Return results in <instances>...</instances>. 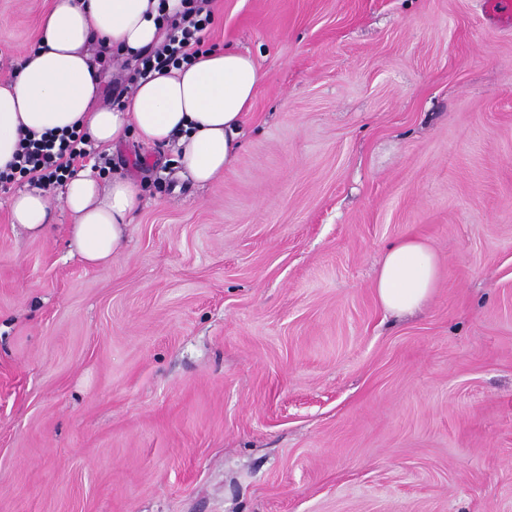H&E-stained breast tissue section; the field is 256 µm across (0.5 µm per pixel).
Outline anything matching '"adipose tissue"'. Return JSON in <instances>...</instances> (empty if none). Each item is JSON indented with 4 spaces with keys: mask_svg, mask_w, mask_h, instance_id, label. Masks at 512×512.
Returning <instances> with one entry per match:
<instances>
[{
    "mask_svg": "<svg viewBox=\"0 0 512 512\" xmlns=\"http://www.w3.org/2000/svg\"><path fill=\"white\" fill-rule=\"evenodd\" d=\"M162 9L179 13L181 0H53L37 45L15 78L0 83V172L22 135L56 134L77 124L101 144L131 133L146 145L176 142L178 164L199 184L223 174L261 78L250 54L212 50L138 83L122 108L98 103L100 77L90 45L99 40L124 56L142 50L158 37ZM138 195L134 182L115 178L105 184L88 170L66 182L62 198L74 218L70 244L86 264L111 263L126 240V219ZM49 210L46 191L35 186L13 197L11 219L37 237L48 229ZM437 271L438 258L423 240L399 239L388 247L375 279L379 302L393 314L413 312L433 294Z\"/></svg>",
    "mask_w": 512,
    "mask_h": 512,
    "instance_id": "1",
    "label": "adipose tissue"
}]
</instances>
